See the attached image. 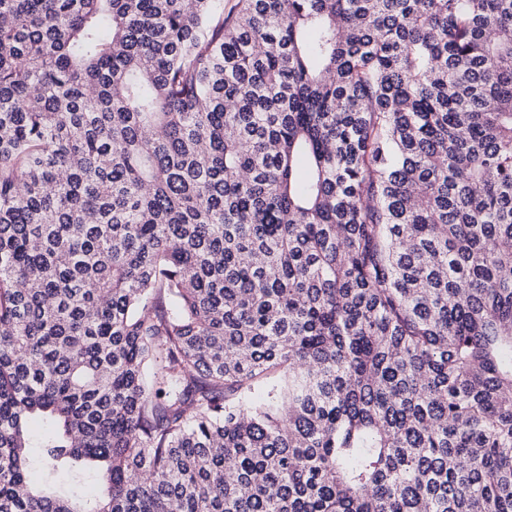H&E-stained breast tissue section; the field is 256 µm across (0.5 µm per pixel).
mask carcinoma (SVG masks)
<instances>
[{
	"instance_id": "carcinoma-1",
	"label": "carcinoma",
	"mask_w": 512,
	"mask_h": 512,
	"mask_svg": "<svg viewBox=\"0 0 512 512\" xmlns=\"http://www.w3.org/2000/svg\"><path fill=\"white\" fill-rule=\"evenodd\" d=\"M0 512H512V0H0Z\"/></svg>"
}]
</instances>
